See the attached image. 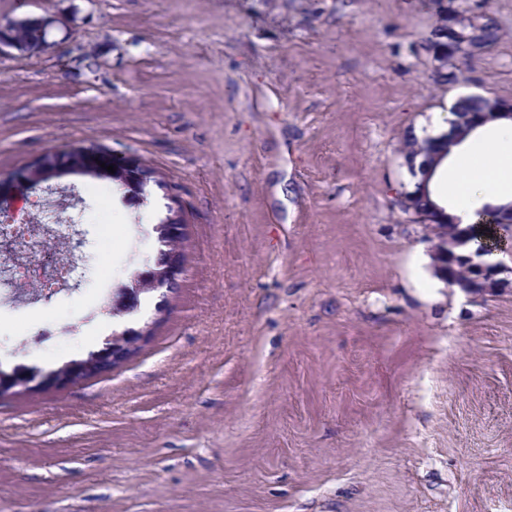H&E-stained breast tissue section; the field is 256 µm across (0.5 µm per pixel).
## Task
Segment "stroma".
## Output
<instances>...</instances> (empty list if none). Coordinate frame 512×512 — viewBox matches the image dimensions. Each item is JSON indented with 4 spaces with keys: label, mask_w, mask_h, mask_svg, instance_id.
<instances>
[{
    "label": "stroma",
    "mask_w": 512,
    "mask_h": 512,
    "mask_svg": "<svg viewBox=\"0 0 512 512\" xmlns=\"http://www.w3.org/2000/svg\"><path fill=\"white\" fill-rule=\"evenodd\" d=\"M499 38L436 83L429 0H0L51 18L0 56V177L64 146L134 153L179 186L183 283L112 372L0 397V512H512L506 285L434 275L395 192L403 136L463 95L512 102V0H448ZM106 268L0 312V365L78 355L85 304L158 249L168 203L62 177ZM108 225L102 239L99 225ZM44 319L71 335L38 345Z\"/></svg>",
    "instance_id": "35a3bbf8"
}]
</instances>
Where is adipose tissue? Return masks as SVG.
I'll return each mask as SVG.
<instances>
[{"mask_svg":"<svg viewBox=\"0 0 512 512\" xmlns=\"http://www.w3.org/2000/svg\"><path fill=\"white\" fill-rule=\"evenodd\" d=\"M430 188L436 201L453 199L454 214L469 221L475 194L512 188V126L501 123L453 147L436 168Z\"/></svg>","mask_w":512,"mask_h":512,"instance_id":"adipose-tissue-1","label":"adipose tissue"}]
</instances>
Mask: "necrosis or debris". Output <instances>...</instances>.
Listing matches in <instances>:
<instances>
[{
  "instance_id": "necrosis-or-debris-1",
  "label": "necrosis or debris",
  "mask_w": 512,
  "mask_h": 512,
  "mask_svg": "<svg viewBox=\"0 0 512 512\" xmlns=\"http://www.w3.org/2000/svg\"><path fill=\"white\" fill-rule=\"evenodd\" d=\"M73 203L47 195L37 219L29 224H0V239L19 245L0 251V308L34 309L43 293L81 292L89 274L82 250L84 229L67 211Z\"/></svg>"
}]
</instances>
